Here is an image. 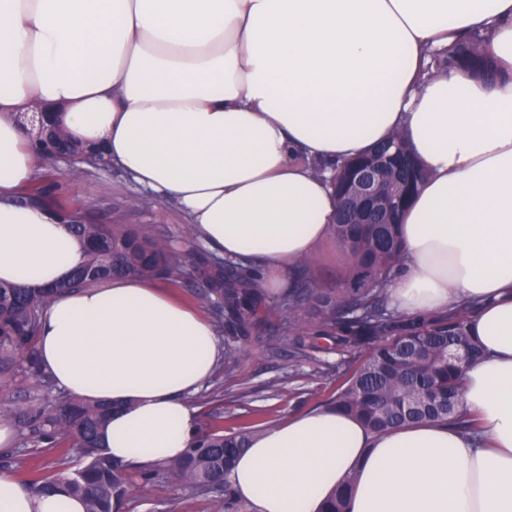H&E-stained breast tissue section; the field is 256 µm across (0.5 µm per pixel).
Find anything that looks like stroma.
Wrapping results in <instances>:
<instances>
[{
	"label": "stroma",
	"instance_id": "obj_1",
	"mask_svg": "<svg viewBox=\"0 0 512 512\" xmlns=\"http://www.w3.org/2000/svg\"><path fill=\"white\" fill-rule=\"evenodd\" d=\"M55 171L63 185L65 199L98 219L120 213L127 224H157L173 237H180L187 220L169 201H157L149 210L130 207V199L139 190L116 169L85 176L74 175L69 164L57 163ZM248 353L237 362H220L209 385L193 398L201 413L217 417L224 428L242 422L262 428L264 422H282L288 417L323 406L336 391L335 377L325 375L326 367L347 369L359 365L364 353L331 352L317 359L293 362L292 338L281 335L276 350H269L264 331L252 333L246 343ZM7 472L22 483L55 471L59 451L38 452L28 438L16 435L10 448ZM125 512H210L206 497L177 480H169L163 493L137 490L125 506Z\"/></svg>",
	"mask_w": 512,
	"mask_h": 512
}]
</instances>
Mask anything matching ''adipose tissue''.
<instances>
[{"label":"adipose tissue","instance_id":"adipose-tissue-1","mask_svg":"<svg viewBox=\"0 0 512 512\" xmlns=\"http://www.w3.org/2000/svg\"><path fill=\"white\" fill-rule=\"evenodd\" d=\"M476 31L494 79L431 67ZM43 110L268 293L329 239L337 167L402 135L424 178L391 303L476 302L463 408L478 437L375 436L324 407L256 436L231 480L258 512H322L353 472L348 512H512V0H0V280L47 287L83 246L19 198L39 166L22 120ZM37 353L58 390L112 404L107 456L146 466L195 440L190 399L224 347L199 311L123 278L55 295ZM0 512L84 508L0 472Z\"/></svg>","mask_w":512,"mask_h":512}]
</instances>
